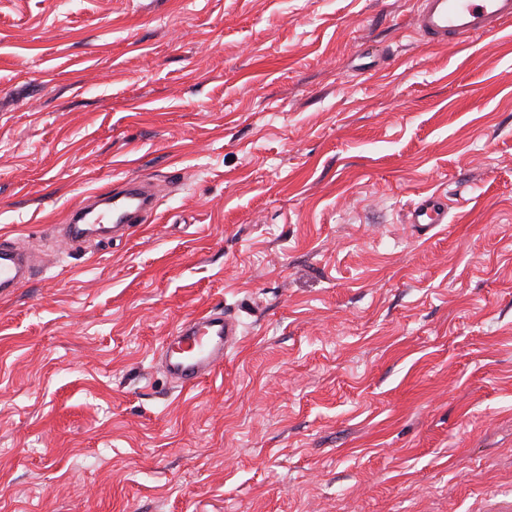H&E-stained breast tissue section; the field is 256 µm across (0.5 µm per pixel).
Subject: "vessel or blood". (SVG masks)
Segmentation results:
<instances>
[{"mask_svg": "<svg viewBox=\"0 0 512 512\" xmlns=\"http://www.w3.org/2000/svg\"><path fill=\"white\" fill-rule=\"evenodd\" d=\"M512 21V0H417L415 27L436 45L470 41L501 29ZM155 208V195L147 179L128 176L68 213L69 240L81 241L82 225L110 224L130 230L145 223ZM419 239H427L448 221V202L439 195L422 197L406 212ZM30 279L25 253L0 242V294L12 293ZM238 322L223 311L204 310L178 326L161 345L162 368L179 387L196 384L215 374L224 364V353L238 341Z\"/></svg>", "mask_w": 512, "mask_h": 512, "instance_id": "obj_1", "label": "vessel or blood"}]
</instances>
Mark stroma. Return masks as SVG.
Wrapping results in <instances>:
<instances>
[{
  "label": "stroma",
  "mask_w": 512,
  "mask_h": 512,
  "mask_svg": "<svg viewBox=\"0 0 512 512\" xmlns=\"http://www.w3.org/2000/svg\"><path fill=\"white\" fill-rule=\"evenodd\" d=\"M414 0H0V512H485L512 488V25ZM128 175L152 222L70 248ZM446 193L419 240L403 216ZM240 323L191 389L158 350ZM512 21V0H418L415 28L435 45L470 41ZM30 279V262L25 253L0 242V294L12 293Z\"/></svg>",
  "instance_id": "35a3bbf8"
}]
</instances>
